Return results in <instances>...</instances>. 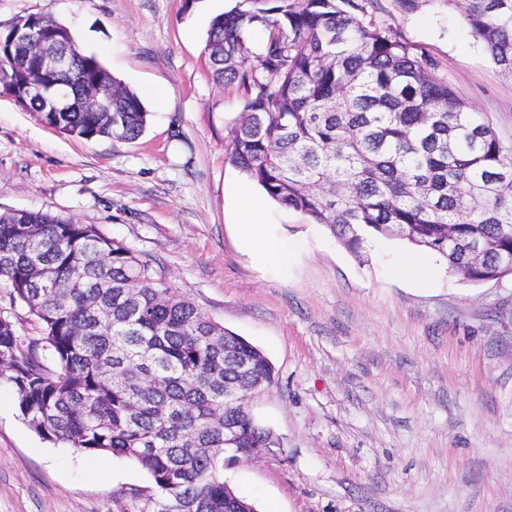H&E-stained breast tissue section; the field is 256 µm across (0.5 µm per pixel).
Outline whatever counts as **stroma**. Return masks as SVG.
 <instances>
[{"mask_svg":"<svg viewBox=\"0 0 512 512\" xmlns=\"http://www.w3.org/2000/svg\"><path fill=\"white\" fill-rule=\"evenodd\" d=\"M235 0H0V23L46 13L136 91L134 142L77 140L0 94V212L97 225L225 329L260 348L273 384L248 401L280 448L225 467L257 512H512V284H472L426 251L378 239L354 254L306 215L263 203L288 257L240 240L235 196L261 189L229 160L240 90L216 84L212 19ZM375 20L427 49L456 95L512 143V76L446 0H377ZM149 475L42 440L0 385V512H121Z\"/></svg>","mask_w":512,"mask_h":512,"instance_id":"35a3bbf8","label":"stroma"}]
</instances>
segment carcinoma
<instances>
[{"label":"carcinoma","instance_id":"obj_1","mask_svg":"<svg viewBox=\"0 0 512 512\" xmlns=\"http://www.w3.org/2000/svg\"><path fill=\"white\" fill-rule=\"evenodd\" d=\"M371 0H238L206 40L213 79L244 94L229 159L273 201L327 225L355 255L399 238L443 257L478 283L512 265V144L459 99L439 63L366 19ZM468 36L512 74V0H447ZM35 22L49 37L65 25ZM263 38L253 43V34ZM80 82L112 96V111H26L71 138L133 141L149 112L100 58L78 50ZM0 30V82L61 83L37 58L17 62ZM484 253L483 265L467 263ZM0 295L37 335L0 320V382L43 440L129 458L145 469V509L254 512L224 482V464L279 448L280 439L229 388L249 395L274 369L154 277L94 224L43 211L0 213Z\"/></svg>","mask_w":512,"mask_h":512}]
</instances>
